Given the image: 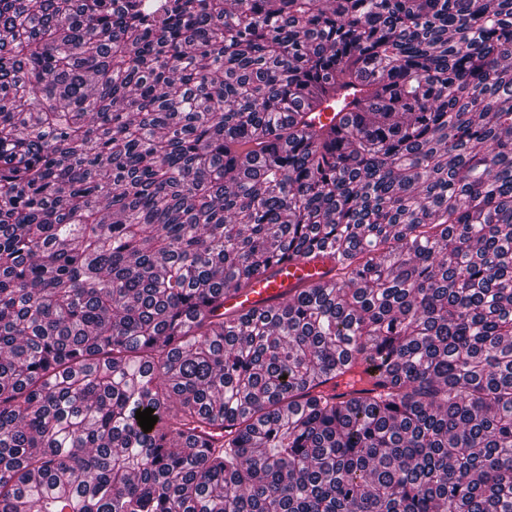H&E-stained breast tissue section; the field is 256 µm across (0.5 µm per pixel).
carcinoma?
Listing matches in <instances>:
<instances>
[{"instance_id":"carcinoma-1","label":"carcinoma","mask_w":512,"mask_h":512,"mask_svg":"<svg viewBox=\"0 0 512 512\" xmlns=\"http://www.w3.org/2000/svg\"><path fill=\"white\" fill-rule=\"evenodd\" d=\"M293 257L329 279L224 311ZM23 505L512 512V0H0ZM357 98V92L348 89L334 95L321 107V112H313L318 114L314 122L330 125L335 123L341 129L345 128L352 120L354 112H358L356 106L351 102Z\"/></svg>"}]
</instances>
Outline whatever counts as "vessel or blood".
Wrapping results in <instances>:
<instances>
[{
    "instance_id": "1",
    "label": "vessel or blood",
    "mask_w": 512,
    "mask_h": 512,
    "mask_svg": "<svg viewBox=\"0 0 512 512\" xmlns=\"http://www.w3.org/2000/svg\"><path fill=\"white\" fill-rule=\"evenodd\" d=\"M354 90L348 89L334 95L323 104L317 119L324 124H336L346 127L355 112ZM330 266L329 261L307 262L293 260L280 265L278 272L270 278L256 281L252 288L242 292L230 293L224 297L225 310L247 311L272 305L288 297L292 289L304 281H320Z\"/></svg>"
}]
</instances>
